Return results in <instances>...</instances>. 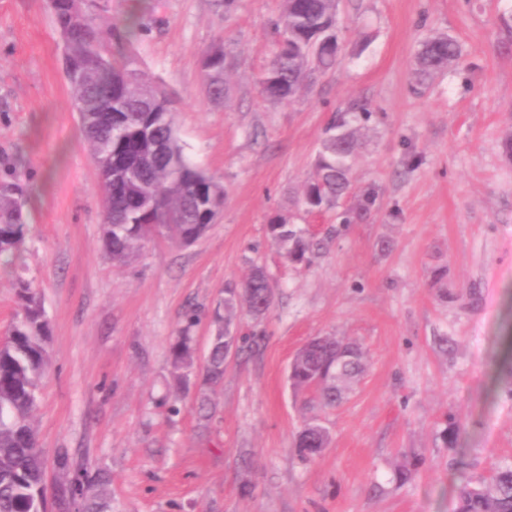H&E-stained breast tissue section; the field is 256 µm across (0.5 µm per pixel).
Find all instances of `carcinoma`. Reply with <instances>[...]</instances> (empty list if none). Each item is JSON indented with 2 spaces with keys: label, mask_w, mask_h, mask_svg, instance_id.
Returning a JSON list of instances; mask_svg holds the SVG:
<instances>
[{
  "label": "carcinoma",
  "mask_w": 512,
  "mask_h": 512,
  "mask_svg": "<svg viewBox=\"0 0 512 512\" xmlns=\"http://www.w3.org/2000/svg\"><path fill=\"white\" fill-rule=\"evenodd\" d=\"M338 5L339 0H282L277 48L261 78L267 98L289 101L303 85L336 66ZM55 16L60 31L67 35V59L86 64L81 80L71 86L72 103L98 175L107 258L114 265L128 264L156 233L182 246L194 243L214 222L218 210L211 203L224 198V188L204 172L198 175L193 191H180L179 183L191 178L197 165L184 154L174 113L165 103L149 98L152 82L134 59L117 60L109 50L112 39L131 40L139 34L138 17L130 15L124 31L117 34L91 14L79 23L69 9L60 7ZM315 43L321 48L312 57L308 48ZM460 54L452 38L429 39L417 60V87H426L437 72L458 61ZM202 65L207 96L218 102L224 97L231 65L219 47L205 54ZM359 117L358 112H345L332 122L316 157L314 178L300 200L305 209L335 205L349 195L351 160L359 147L357 130L351 124ZM154 141L166 144V151L147 160L144 155ZM21 192L18 182L0 181V256H15L25 246L28 224ZM372 204L373 197L363 195L356 209L342 212L341 223H352L355 215L370 211ZM270 230L286 249L288 260L305 258L308 246L294 225L277 216ZM16 288L20 318L0 341V512H43L44 465L35 447L33 420L40 382L49 364L50 323L30 284L20 279ZM272 304V292L260 268L240 283L226 284L224 315L215 317L217 332L200 373L191 336L196 317L185 315V325L170 348L176 384L185 387L197 376L209 385L219 383L226 370L225 347L236 344L240 356L256 345L253 335L231 333L238 306L259 318ZM364 370V352L358 344L336 336H314L308 348L296 355L289 380L296 390H306L319 380L315 393L323 404L333 406ZM329 441L324 427L305 424L295 438L299 459L314 460ZM456 512H512V465L498 468L489 480L475 486L462 483Z\"/></svg>",
  "instance_id": "1"
}]
</instances>
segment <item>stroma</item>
Listing matches in <instances>:
<instances>
[{
	"instance_id": "stroma-1",
	"label": "stroma",
	"mask_w": 512,
	"mask_h": 512,
	"mask_svg": "<svg viewBox=\"0 0 512 512\" xmlns=\"http://www.w3.org/2000/svg\"><path fill=\"white\" fill-rule=\"evenodd\" d=\"M89 10L117 29L138 13L140 34L112 51L176 98L184 151L223 185L224 206L194 244L158 238L113 266L55 15L47 0H0V181L22 171L30 226L21 263H0V334L25 279L51 328L35 413L48 486L107 471L108 512H455L461 479L512 463V0H341L339 64L283 103L260 86L281 0ZM439 34L463 55L416 91L417 52ZM214 46L232 66L218 103L202 69ZM357 104L368 117L351 180L377 199L343 225L336 208L308 213L299 199L333 117ZM277 214L302 230L308 262L284 257L269 230ZM256 266L274 306L238 323L261 334L259 353L230 362L212 389H176L170 345L184 311L196 309L206 355L225 284ZM314 336L364 352L335 407L288 381ZM205 393L206 420L194 410ZM452 416L465 426L457 450L443 442ZM307 422L331 443L304 463L294 438Z\"/></svg>"
}]
</instances>
